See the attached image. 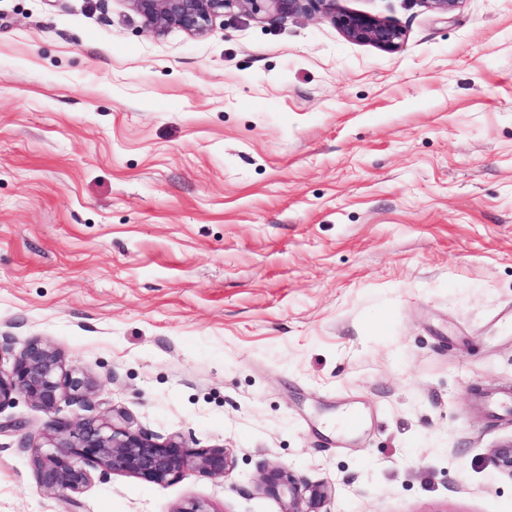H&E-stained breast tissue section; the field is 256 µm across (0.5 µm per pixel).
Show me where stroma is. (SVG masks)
<instances>
[{
	"label": "stroma",
	"mask_w": 512,
	"mask_h": 512,
	"mask_svg": "<svg viewBox=\"0 0 512 512\" xmlns=\"http://www.w3.org/2000/svg\"><path fill=\"white\" fill-rule=\"evenodd\" d=\"M155 35L129 0H0V368L32 340L99 382L58 417L223 448V477L93 472L80 512H512V0H336ZM351 408L357 433L337 423ZM0 512H69L0 410ZM257 489L281 500L282 512H333L328 508L332 491L326 482L300 479L284 465L265 468Z\"/></svg>",
	"instance_id": "35a3bbf8"
}]
</instances>
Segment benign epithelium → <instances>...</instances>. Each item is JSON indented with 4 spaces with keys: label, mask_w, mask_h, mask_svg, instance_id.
Instances as JSON below:
<instances>
[{
    "label": "benign epithelium",
    "mask_w": 512,
    "mask_h": 512,
    "mask_svg": "<svg viewBox=\"0 0 512 512\" xmlns=\"http://www.w3.org/2000/svg\"><path fill=\"white\" fill-rule=\"evenodd\" d=\"M132 8L155 34L177 26L190 34L206 31L233 6L256 11L260 3L277 13H321L349 40L395 53L406 38L399 25L376 16L336 10V0H129ZM430 10L450 15L464 0H421ZM92 377L66 366L62 354L39 340L30 342L14 357L9 371L0 370V409L20 396L51 415L38 439L26 448L37 471L39 485L62 494L78 506L77 495L100 469L155 484L186 473L222 477L234 467L224 448H190L176 438L162 439L127 425L122 411L109 417L87 416L78 421L54 416L63 398L86 401L97 391ZM494 465L512 475V440L497 448ZM258 490L283 502V512H331L330 486L323 481L300 479L289 467L263 470Z\"/></svg>",
    "instance_id": "benign-epithelium-1"
}]
</instances>
